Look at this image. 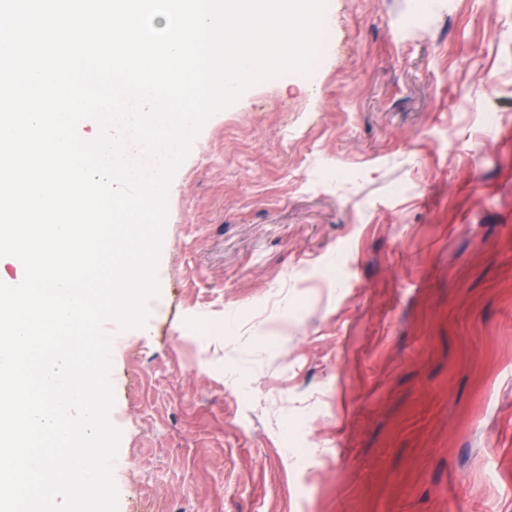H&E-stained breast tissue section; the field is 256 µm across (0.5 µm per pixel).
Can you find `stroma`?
<instances>
[{
	"label": "stroma",
	"instance_id": "1",
	"mask_svg": "<svg viewBox=\"0 0 512 512\" xmlns=\"http://www.w3.org/2000/svg\"><path fill=\"white\" fill-rule=\"evenodd\" d=\"M322 14L168 182L115 512H512V0Z\"/></svg>",
	"mask_w": 512,
	"mask_h": 512
}]
</instances>
